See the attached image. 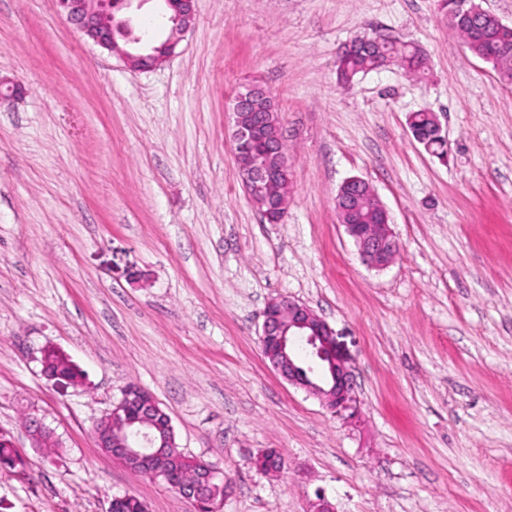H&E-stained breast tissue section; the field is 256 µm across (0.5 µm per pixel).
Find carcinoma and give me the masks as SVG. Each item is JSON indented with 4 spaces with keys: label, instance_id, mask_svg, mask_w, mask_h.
<instances>
[{
    "label": "carcinoma",
    "instance_id": "1",
    "mask_svg": "<svg viewBox=\"0 0 512 512\" xmlns=\"http://www.w3.org/2000/svg\"><path fill=\"white\" fill-rule=\"evenodd\" d=\"M452 29L477 57L493 64L499 69L505 81L512 82V32L501 31L496 20L484 17L475 20H463L460 15L450 19ZM394 59L405 63L410 73H424L425 59L417 47L398 41H378L358 39L357 47L344 57L337 66L339 75L345 81L359 74L378 70ZM412 134L422 141L432 154L443 157L447 154V140L436 135L432 113L417 111L408 117ZM339 216L347 224H376L380 211L372 206L362 193L347 190L340 203ZM42 374L55 382L74 381L80 373L70 360L55 348H46L41 354ZM21 464L16 449L7 442L0 443V467L14 468ZM163 465L168 472L177 476L184 473H196L205 469L207 462L193 460L183 454L170 437L168 448L164 449ZM146 504L138 497L125 494L112 501V512H146Z\"/></svg>",
    "mask_w": 512,
    "mask_h": 512
}]
</instances>
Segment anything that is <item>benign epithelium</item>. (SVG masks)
I'll return each mask as SVG.
<instances>
[{"instance_id": "benign-epithelium-1", "label": "benign epithelium", "mask_w": 512, "mask_h": 512, "mask_svg": "<svg viewBox=\"0 0 512 512\" xmlns=\"http://www.w3.org/2000/svg\"><path fill=\"white\" fill-rule=\"evenodd\" d=\"M134 0H59L69 21L99 46L116 53L128 66L147 69L159 66L174 52L195 22V0H163L166 19L165 37L157 43L121 45L117 36L128 23L116 20V12ZM252 88L240 93L232 103V140L242 186L249 199L263 193L268 209L259 210L267 222L286 212L288 193L278 184L285 167L284 144L278 134L274 112H251ZM264 142L263 159H257L251 146ZM347 234L357 246L361 260L369 267L384 269L399 251V243L390 222L383 224H347ZM263 356L289 384L318 398L334 413L354 415L356 396L352 370L338 353L328 323L304 303L288 296L271 299L263 311L260 334ZM172 427L170 416L155 398L136 385L123 391L120 400L95 424L93 435L98 447L127 468L142 472L140 463L151 455L155 433ZM220 470L209 467L198 476L174 479L170 486L195 510L208 506V512H220L221 504L210 494L212 482Z\"/></svg>"}]
</instances>
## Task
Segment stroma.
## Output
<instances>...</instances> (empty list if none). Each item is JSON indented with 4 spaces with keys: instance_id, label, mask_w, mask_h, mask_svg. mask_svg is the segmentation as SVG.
Wrapping results in <instances>:
<instances>
[{
    "instance_id": "1",
    "label": "stroma",
    "mask_w": 512,
    "mask_h": 512,
    "mask_svg": "<svg viewBox=\"0 0 512 512\" xmlns=\"http://www.w3.org/2000/svg\"><path fill=\"white\" fill-rule=\"evenodd\" d=\"M194 27L137 71L84 37L57 0H0V512H192L164 481L98 448L131 383L212 462L221 512H512V85L448 25L442 0H197ZM357 37L421 47L339 80ZM279 108L288 211L264 222L234 157L229 106L250 83ZM434 112L439 158L409 113ZM367 180L400 253L377 272L339 223ZM298 300L332 328L358 414L283 381L262 312ZM59 348L78 384L43 378ZM59 445L35 448L26 414ZM278 450L276 477L254 457Z\"/></svg>"
}]
</instances>
